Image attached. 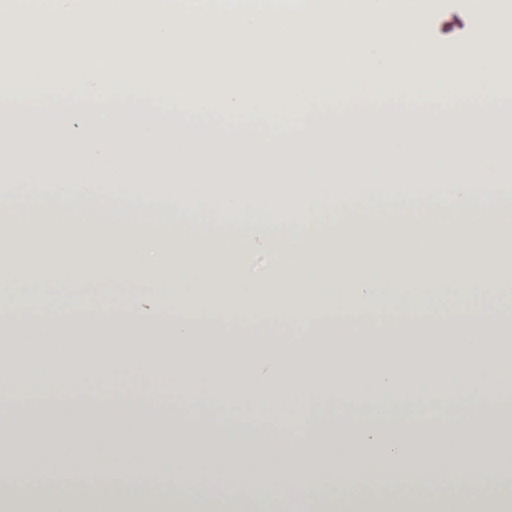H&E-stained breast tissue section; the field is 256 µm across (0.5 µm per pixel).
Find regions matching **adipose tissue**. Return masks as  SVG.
<instances>
[{
  "label": "adipose tissue",
  "instance_id": "obj_1",
  "mask_svg": "<svg viewBox=\"0 0 512 512\" xmlns=\"http://www.w3.org/2000/svg\"><path fill=\"white\" fill-rule=\"evenodd\" d=\"M433 0H319L318 144L322 180L286 179L272 167L154 159L132 199L106 198L121 161H30L8 178L25 209L0 196V401L29 386L50 395L59 376L97 378L121 364L176 379L208 412L252 408L300 416L308 448H219L180 423L148 433L61 416L0 422V468L19 448L42 455L45 496L0 492V512H251L287 484L309 487L302 512H512V496L457 501L461 471L500 477L512 415H460L453 427L395 416L398 405L454 386L458 395L512 373V199L481 160L512 151V0H464L466 31L446 56L423 31ZM453 87L449 99L436 90ZM396 88L385 111L357 109L358 90ZM394 152L449 156L446 165L390 166ZM380 180L383 193L368 190ZM448 184L440 192L438 181ZM330 195L336 208L317 205ZM242 214L244 239L202 226L199 198ZM308 210L292 225L279 201ZM256 201L243 212L247 201ZM278 214L280 224L266 225ZM37 240L44 257L8 264ZM282 256L273 280L244 287L247 247ZM152 277L154 289L88 311V285ZM336 406L335 424L317 418ZM372 416H353L358 404ZM139 464L147 496L128 485H59L104 464ZM194 493L170 496L172 479ZM440 485L424 498L422 487Z\"/></svg>",
  "mask_w": 512,
  "mask_h": 512
}]
</instances>
